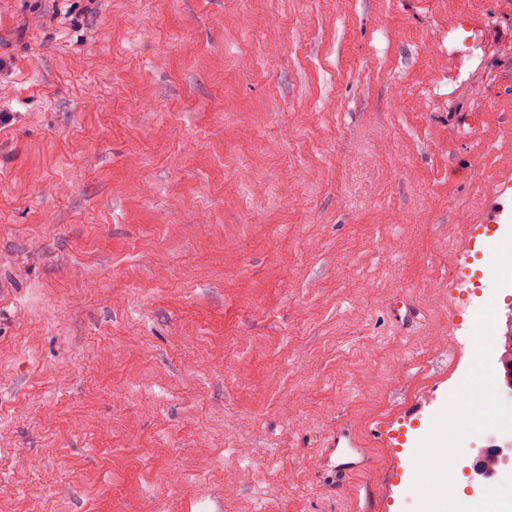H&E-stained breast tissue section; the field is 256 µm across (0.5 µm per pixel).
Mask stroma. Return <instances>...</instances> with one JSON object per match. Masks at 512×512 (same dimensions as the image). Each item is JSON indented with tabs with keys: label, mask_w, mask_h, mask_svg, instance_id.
I'll return each mask as SVG.
<instances>
[{
	"label": "stroma",
	"mask_w": 512,
	"mask_h": 512,
	"mask_svg": "<svg viewBox=\"0 0 512 512\" xmlns=\"http://www.w3.org/2000/svg\"><path fill=\"white\" fill-rule=\"evenodd\" d=\"M509 174L512 0H0V512H379ZM320 459L326 463L336 460V467L343 471L345 477L362 473L367 460L363 446L355 436L341 430L327 438L320 449Z\"/></svg>",
	"instance_id": "obj_1"
}]
</instances>
